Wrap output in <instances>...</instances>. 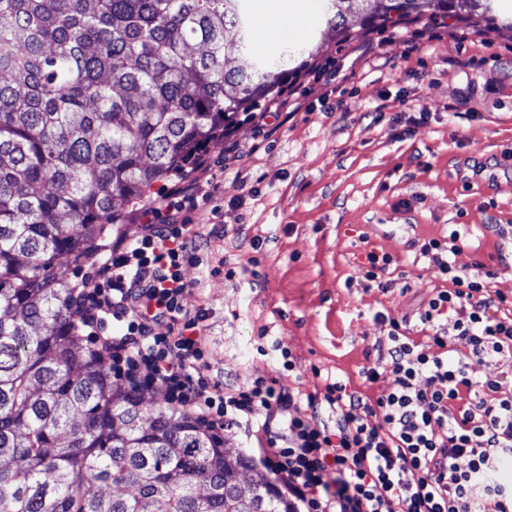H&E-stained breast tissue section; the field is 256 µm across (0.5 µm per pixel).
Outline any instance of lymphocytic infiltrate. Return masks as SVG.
<instances>
[{"label":"lymphocytic infiltrate","mask_w":512,"mask_h":512,"mask_svg":"<svg viewBox=\"0 0 512 512\" xmlns=\"http://www.w3.org/2000/svg\"><path fill=\"white\" fill-rule=\"evenodd\" d=\"M190 192L176 184L143 207L137 232L95 251V274L70 288L75 329L114 378L157 391L208 430L243 431L302 512H480L488 498L512 512V485L493 478L512 458V398L500 380L474 379L447 357L455 337L479 358L511 352L512 315L501 312L508 300L492 288L495 271L455 265L458 232L420 247L447 283L421 316L432 335L415 342L390 320L387 363L364 372L389 376L390 392L371 402L330 377L307 394L273 377L230 389L208 374L204 309L184 303L199 236L183 212ZM451 312L452 331L436 327Z\"/></svg>","instance_id":"1"}]
</instances>
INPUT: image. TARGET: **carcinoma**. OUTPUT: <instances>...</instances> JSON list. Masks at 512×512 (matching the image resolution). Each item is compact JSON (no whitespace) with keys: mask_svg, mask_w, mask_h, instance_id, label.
<instances>
[{"mask_svg":"<svg viewBox=\"0 0 512 512\" xmlns=\"http://www.w3.org/2000/svg\"><path fill=\"white\" fill-rule=\"evenodd\" d=\"M454 2L324 9L341 30L354 9L386 25ZM249 39L241 0H0V512H296L244 454L112 381L55 273L284 85L288 52L258 63Z\"/></svg>","mask_w":512,"mask_h":512,"instance_id":"cac0c4a2","label":"carcinoma"}]
</instances>
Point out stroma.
Segmentation results:
<instances>
[{
	"label": "stroma",
	"instance_id": "obj_1",
	"mask_svg": "<svg viewBox=\"0 0 512 512\" xmlns=\"http://www.w3.org/2000/svg\"><path fill=\"white\" fill-rule=\"evenodd\" d=\"M285 6L306 15L293 74L325 69L279 91L292 115L276 132L239 114L236 153L210 144L203 173H183L197 183L188 215L200 231L185 302L207 310L213 379L313 391L322 370L374 399L392 381L363 371L381 366L389 319L425 341L419 315L446 286L423 240L459 230L455 264L497 269L493 288L512 296V0L489 17L449 8L445 26L352 14L343 33L307 0ZM367 36L372 53L354 57ZM370 248L395 259L378 283L360 270Z\"/></svg>",
	"mask_w": 512,
	"mask_h": 512
}]
</instances>
